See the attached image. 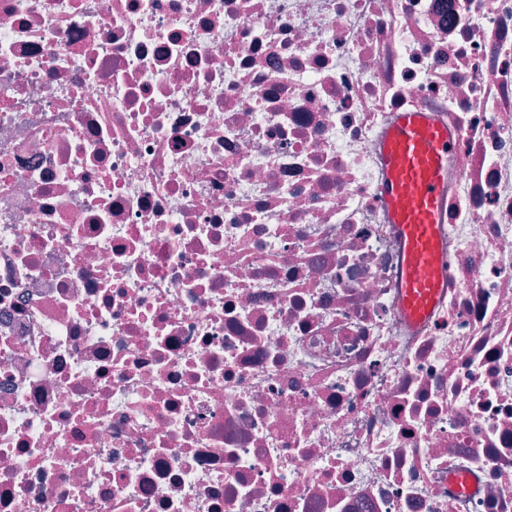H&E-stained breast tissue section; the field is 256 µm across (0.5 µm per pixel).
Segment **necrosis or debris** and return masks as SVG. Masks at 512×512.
I'll return each mask as SVG.
<instances>
[{
    "instance_id": "obj_1",
    "label": "necrosis or debris",
    "mask_w": 512,
    "mask_h": 512,
    "mask_svg": "<svg viewBox=\"0 0 512 512\" xmlns=\"http://www.w3.org/2000/svg\"><path fill=\"white\" fill-rule=\"evenodd\" d=\"M0 512H512V0H0ZM452 149L448 129L421 111L399 113L384 144L380 193L401 248L399 312L413 323L429 317L447 283L439 240Z\"/></svg>"
}]
</instances>
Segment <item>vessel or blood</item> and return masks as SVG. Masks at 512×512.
Masks as SVG:
<instances>
[{"label": "vessel or blood", "instance_id": "b4317fda", "mask_svg": "<svg viewBox=\"0 0 512 512\" xmlns=\"http://www.w3.org/2000/svg\"><path fill=\"white\" fill-rule=\"evenodd\" d=\"M452 149L447 128L421 111L399 113L384 144L380 193L401 248L399 312L413 323L429 317L447 283L439 240Z\"/></svg>", "mask_w": 512, "mask_h": 512}]
</instances>
